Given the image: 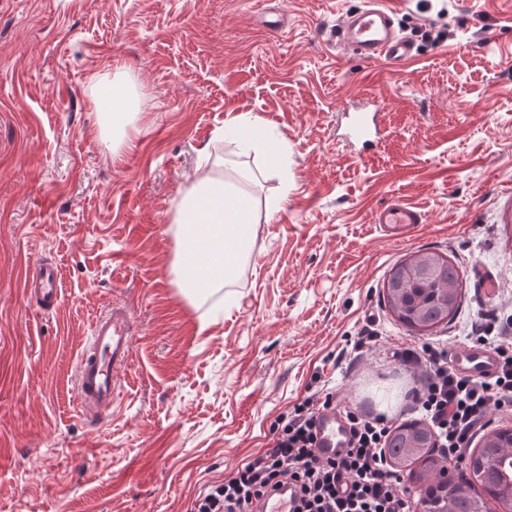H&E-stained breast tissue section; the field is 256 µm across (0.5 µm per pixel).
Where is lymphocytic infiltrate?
<instances>
[{
  "label": "lymphocytic infiltrate",
  "mask_w": 512,
  "mask_h": 512,
  "mask_svg": "<svg viewBox=\"0 0 512 512\" xmlns=\"http://www.w3.org/2000/svg\"><path fill=\"white\" fill-rule=\"evenodd\" d=\"M472 342L493 347L499 360L494 377L456 372L440 346H406L397 353L419 381L412 396L415 408L431 425L444 457L455 464L487 425L489 413L512 411V337L479 335ZM333 402L329 392L304 398L274 425L272 447L200 492L190 512H254L268 491L288 483L297 490L295 512H414L412 491L385 454L393 419L345 411L348 448L333 459L318 455L315 419Z\"/></svg>",
  "instance_id": "lymphocytic-infiltrate-1"
}]
</instances>
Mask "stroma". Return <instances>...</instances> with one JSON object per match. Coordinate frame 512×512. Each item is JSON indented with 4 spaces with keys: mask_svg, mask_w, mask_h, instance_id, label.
Masks as SVG:
<instances>
[{
    "mask_svg": "<svg viewBox=\"0 0 512 512\" xmlns=\"http://www.w3.org/2000/svg\"><path fill=\"white\" fill-rule=\"evenodd\" d=\"M364 2L0 0V512H189L311 391L417 418L396 349H460L512 314V0H393L417 53L395 74L331 36ZM118 67L149 108L115 155L90 96ZM362 103L383 118L367 158L342 115ZM246 112L287 145L291 191L254 154L255 194L280 208L234 281L192 301L168 273V210L202 148L232 157L220 134ZM397 200L423 220L395 241L373 217ZM420 250L463 274L458 313L426 332L384 298ZM46 259L61 293L42 313L25 280ZM110 302L134 312V357L89 418L73 375ZM364 330L378 340L354 354Z\"/></svg>",
    "mask_w": 512,
    "mask_h": 512,
    "instance_id": "obj_1",
    "label": "stroma"
}]
</instances>
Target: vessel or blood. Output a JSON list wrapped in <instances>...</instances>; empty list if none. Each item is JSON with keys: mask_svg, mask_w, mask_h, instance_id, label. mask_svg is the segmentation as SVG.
I'll use <instances>...</instances> for the list:
<instances>
[{"mask_svg": "<svg viewBox=\"0 0 512 512\" xmlns=\"http://www.w3.org/2000/svg\"><path fill=\"white\" fill-rule=\"evenodd\" d=\"M395 10L390 0H368L365 10L343 16L336 27V41L360 58L385 59L393 69H400L414 57L411 39L398 36L394 29ZM348 139L361 153L375 150L380 137V114L360 109L348 115ZM377 224L396 240L402 239L407 226L418 224L422 215L410 205L397 201L375 214ZM26 286L36 299L39 310L55 308L60 294V273L56 265L39 264ZM91 341L80 355L75 373V392L83 415L91 416L111 407L119 398L121 386L117 373L133 357L131 312L128 307L108 305L91 324ZM449 363L459 373L490 377L497 367V357L485 348L467 346L450 352ZM316 447L325 459L335 457L347 442L344 418L335 408L323 410L316 423ZM297 494L293 486H284L266 495L255 512H294Z\"/></svg>", "mask_w": 512, "mask_h": 512, "instance_id": "b4317fda", "label": "vessel or blood"}]
</instances>
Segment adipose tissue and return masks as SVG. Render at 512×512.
<instances>
[{
	"instance_id": "ef3b65f1",
	"label": "adipose tissue",
	"mask_w": 512,
	"mask_h": 512,
	"mask_svg": "<svg viewBox=\"0 0 512 512\" xmlns=\"http://www.w3.org/2000/svg\"><path fill=\"white\" fill-rule=\"evenodd\" d=\"M101 139L110 150L129 146L130 130L145 110L143 93L121 72L112 80L94 79ZM250 172L227 159H202L172 205L176 253L170 267L174 283L202 292L227 285L248 258L254 226L261 221L260 200L250 190Z\"/></svg>"
}]
</instances>
